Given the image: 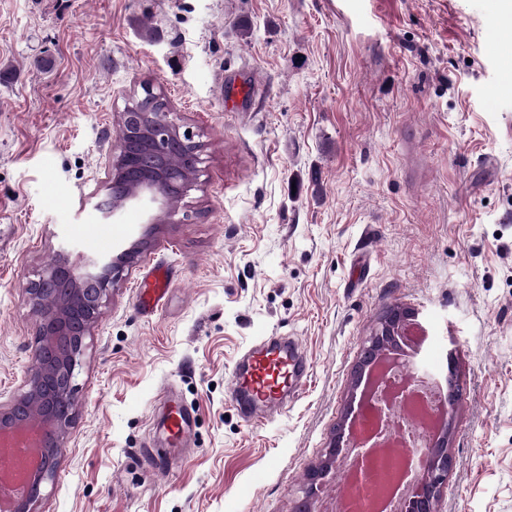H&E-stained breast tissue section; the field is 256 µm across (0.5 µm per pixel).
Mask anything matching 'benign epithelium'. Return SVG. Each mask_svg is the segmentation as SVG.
Masks as SVG:
<instances>
[{"instance_id": "obj_1", "label": "benign epithelium", "mask_w": 512, "mask_h": 512, "mask_svg": "<svg viewBox=\"0 0 512 512\" xmlns=\"http://www.w3.org/2000/svg\"><path fill=\"white\" fill-rule=\"evenodd\" d=\"M120 119L126 137L107 159L103 190L90 196L93 207L108 220L140 207L146 223H169L197 180L201 145L181 129L168 112L167 101L155 92L145 100L132 97ZM175 149L185 151L189 167L185 175L167 168L165 154ZM145 250L147 240L140 238L114 257H86L77 265L60 255L24 288L37 317L33 363L25 389L0 402V433L35 425L44 437L41 466L15 512H34L42 484L56 475L78 410L76 377L85 340L111 302L122 272L135 266ZM403 319L404 314L395 311L380 320L365 342L364 362L377 360L382 345L401 335ZM454 463L447 441L433 442L409 512H438L442 487Z\"/></svg>"}]
</instances>
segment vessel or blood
<instances>
[{
	"label": "vessel or blood",
	"mask_w": 512,
	"mask_h": 512,
	"mask_svg": "<svg viewBox=\"0 0 512 512\" xmlns=\"http://www.w3.org/2000/svg\"><path fill=\"white\" fill-rule=\"evenodd\" d=\"M169 283L165 270H153L139 285L140 300L146 311H155ZM309 363L295 341L283 342L274 336L257 339L245 349L235 363L230 386L234 402L251 427L268 421L266 411L280 406L284 400L299 393ZM193 416L184 407L172 410L160 429L168 437L188 440L192 434Z\"/></svg>",
	"instance_id": "vessel-or-blood-1"
}]
</instances>
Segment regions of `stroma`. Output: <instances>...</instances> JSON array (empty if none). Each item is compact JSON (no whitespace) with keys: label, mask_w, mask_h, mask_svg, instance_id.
Listing matches in <instances>:
<instances>
[{"label":"stroma","mask_w":512,"mask_h":512,"mask_svg":"<svg viewBox=\"0 0 512 512\" xmlns=\"http://www.w3.org/2000/svg\"><path fill=\"white\" fill-rule=\"evenodd\" d=\"M503 0H0V400L21 392L35 318L23 283L61 248L146 237L86 339L79 409L36 512H311L386 312L403 350L454 353L455 466L439 512H512V92ZM50 67H40V60ZM206 149L176 223L103 219L118 114L140 82ZM248 85L234 109L225 101ZM172 283L145 313L137 284ZM291 336L298 400L247 427L239 354ZM194 445L155 433L171 406ZM404 314L400 312H393L386 314L379 322L377 328L373 331L371 336L366 340L364 345L363 363L369 365L371 362L377 360L381 356L380 348L387 341L396 340L397 336L402 334V325Z\"/></svg>","instance_id":"1"}]
</instances>
